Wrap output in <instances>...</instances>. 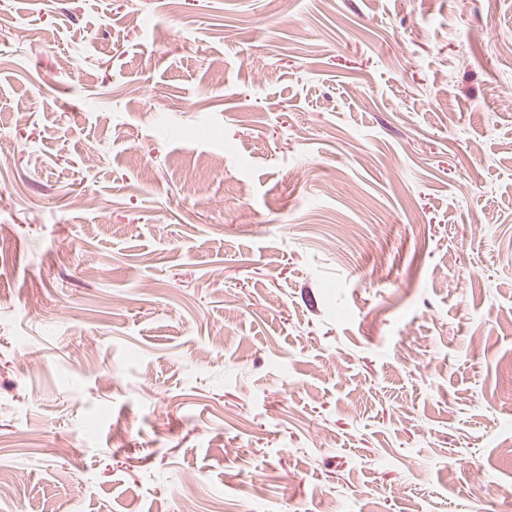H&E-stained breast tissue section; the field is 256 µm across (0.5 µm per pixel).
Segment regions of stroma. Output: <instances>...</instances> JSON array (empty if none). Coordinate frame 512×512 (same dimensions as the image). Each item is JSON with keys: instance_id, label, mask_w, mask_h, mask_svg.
Instances as JSON below:
<instances>
[{"instance_id": "35a3bbf8", "label": "stroma", "mask_w": 512, "mask_h": 512, "mask_svg": "<svg viewBox=\"0 0 512 512\" xmlns=\"http://www.w3.org/2000/svg\"><path fill=\"white\" fill-rule=\"evenodd\" d=\"M1 471L512 512V0H0Z\"/></svg>"}]
</instances>
